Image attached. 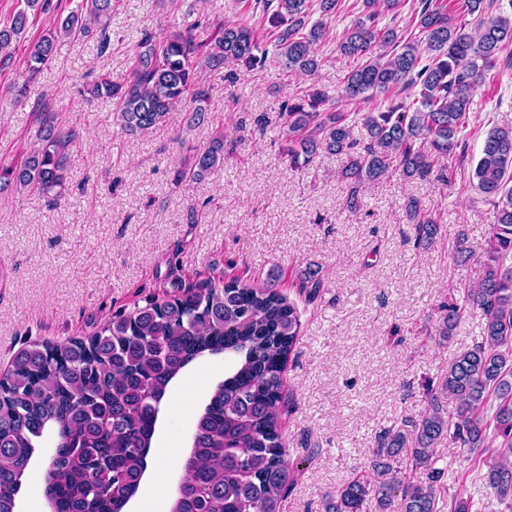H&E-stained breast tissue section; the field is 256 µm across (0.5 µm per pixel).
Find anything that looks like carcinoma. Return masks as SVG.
Segmentation results:
<instances>
[{
  "instance_id": "1",
  "label": "carcinoma",
  "mask_w": 512,
  "mask_h": 512,
  "mask_svg": "<svg viewBox=\"0 0 512 512\" xmlns=\"http://www.w3.org/2000/svg\"><path fill=\"white\" fill-rule=\"evenodd\" d=\"M113 0H79L54 28L26 48V79L13 83L14 99L26 97L28 83L52 62L60 36L96 35L109 43ZM255 0L269 23L262 45L251 26L225 20L209 39L196 28L146 30L124 74H102L91 94L112 102L116 121L127 134L146 133L172 111L192 112L191 121L209 119L203 103L209 90L203 70L263 68L269 59L291 74L316 76L318 46L327 19L341 0ZM400 0H362L365 17L338 41L343 58L357 59L339 98L368 100L395 88L418 89L419 106L395 103L382 112L362 114L366 138L352 137L349 113L336 98L312 83L280 107L284 154L296 168L324 150L344 155L346 205L357 208L358 189L399 171L405 178L452 181L453 160L462 147L474 89L512 41V20L486 15L485 0H464L477 24L468 30L454 22L443 0H421L412 22L422 39L408 40L379 16L397 12ZM28 26L18 11L0 24V60L12 57ZM77 135L44 119L40 145L9 165H0V188L37 192L52 203L67 191L66 172ZM448 157L433 171L431 157ZM224 165V132L198 150L178 180L194 182ZM472 186L492 206L484 274L468 294L479 311L481 341L460 354L437 388L426 389L425 412L379 432L375 467L389 479L371 483L356 477L336 489L332 512H361L368 499L379 512H469L465 498L445 500L432 467L435 447L492 448L497 462L483 479L493 497L512 512V126L491 129L474 167ZM416 247L437 234V222L420 216V203L405 205ZM462 308L444 306L439 338H450ZM299 333L296 308L276 288V275L257 287L235 283L179 288L162 300L151 299L128 316H115L86 341L45 342L16 351L0 377V512H15L38 440L48 430L58 443L49 464L44 496L52 512H121L146 470L159 405L168 387L197 357L232 353L235 362L218 385L196 424L187 477L171 512H282L290 466L285 459L280 419L289 405L283 373ZM448 401L445 407L442 401ZM496 404L493 418L487 408ZM426 472V482L411 476Z\"/></svg>"
}]
</instances>
